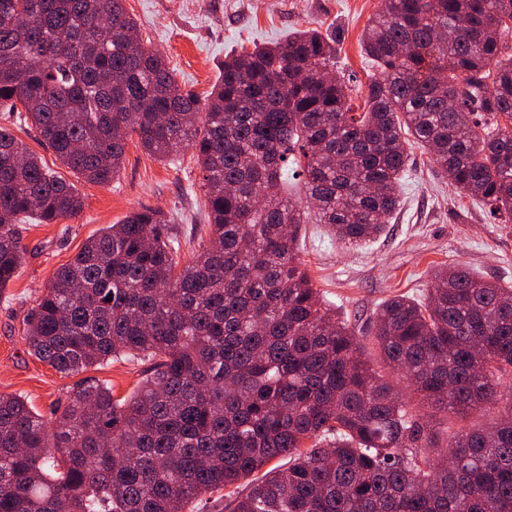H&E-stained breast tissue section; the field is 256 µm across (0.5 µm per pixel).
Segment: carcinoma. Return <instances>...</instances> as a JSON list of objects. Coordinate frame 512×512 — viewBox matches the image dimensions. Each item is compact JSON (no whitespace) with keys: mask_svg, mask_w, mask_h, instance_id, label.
Here are the masks:
<instances>
[{"mask_svg":"<svg viewBox=\"0 0 512 512\" xmlns=\"http://www.w3.org/2000/svg\"><path fill=\"white\" fill-rule=\"evenodd\" d=\"M138 35L125 0H0V110L97 185L134 138L160 160L192 146L209 220L182 267L174 219L145 209L58 268L30 351L62 374L151 365L131 396L92 382L50 425L0 394V512H186L219 488L228 512H512V288L441 269L424 298L374 313L380 358L424 403L494 413L443 436L376 375L295 247L312 219L345 244L380 235L411 138L456 190L512 216V0H385L361 37L380 76L360 112L316 30L225 59L204 99L162 53H131ZM82 208L0 126V293L24 253L13 225ZM276 457L288 466L254 477Z\"/></svg>","mask_w":512,"mask_h":512,"instance_id":"1","label":"carcinoma"}]
</instances>
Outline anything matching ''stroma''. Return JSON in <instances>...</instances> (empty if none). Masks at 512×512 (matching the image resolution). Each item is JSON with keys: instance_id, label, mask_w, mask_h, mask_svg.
Listing matches in <instances>:
<instances>
[{"instance_id": "1", "label": "stroma", "mask_w": 512, "mask_h": 512, "mask_svg": "<svg viewBox=\"0 0 512 512\" xmlns=\"http://www.w3.org/2000/svg\"><path fill=\"white\" fill-rule=\"evenodd\" d=\"M382 0H126L145 45L163 52L177 83L207 95L227 55L241 44L278 41L307 28L336 39L339 71L351 75L358 92L377 75L361 50L360 37ZM0 125L39 155L55 175L74 185L80 214L55 224L27 221L15 232L26 253L14 279L0 294V393L27 398L44 421L60 414L73 393L89 383L111 386L128 397L144 375L145 362L114 358L63 375L32 355L26 320L56 272L85 241L130 212L159 209L173 217L171 234L179 263H188L206 238L203 172L193 151L160 161L129 142L124 164L110 184L85 182L64 167L30 124L0 111ZM401 204L373 241L350 246L322 224L305 225L297 252L321 300L336 306L355 329H366L387 298H423L431 272L465 266L491 281L512 285V219L501 221L489 206L456 195L444 174L420 148L408 150Z\"/></svg>"}]
</instances>
